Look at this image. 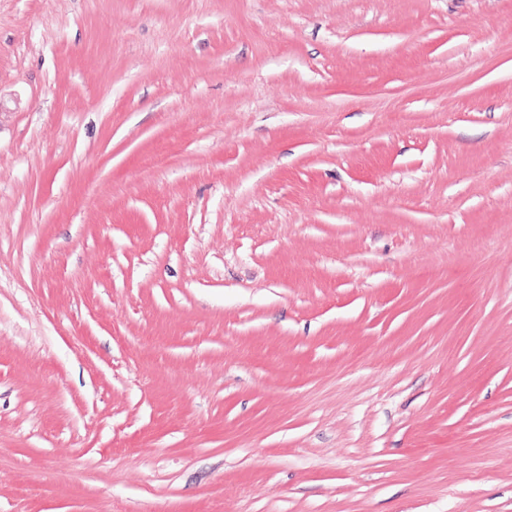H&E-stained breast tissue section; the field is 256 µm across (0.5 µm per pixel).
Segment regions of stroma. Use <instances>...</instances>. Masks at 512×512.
Instances as JSON below:
<instances>
[{
  "label": "stroma",
  "mask_w": 512,
  "mask_h": 512,
  "mask_svg": "<svg viewBox=\"0 0 512 512\" xmlns=\"http://www.w3.org/2000/svg\"><path fill=\"white\" fill-rule=\"evenodd\" d=\"M0 512H512V0H0Z\"/></svg>",
  "instance_id": "1"
}]
</instances>
